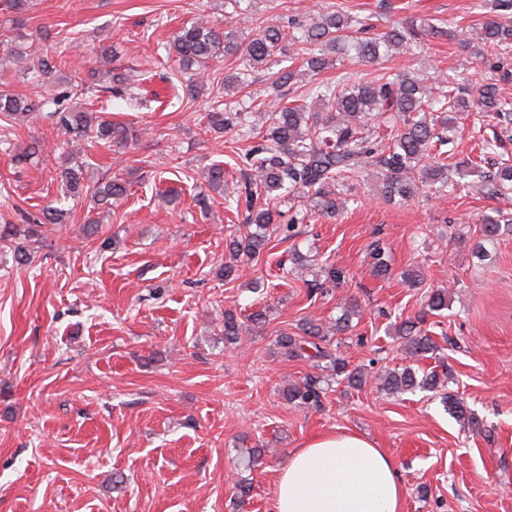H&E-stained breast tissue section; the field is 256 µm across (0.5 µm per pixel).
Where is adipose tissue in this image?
I'll return each mask as SVG.
<instances>
[{
  "instance_id": "ef3b65f1",
  "label": "adipose tissue",
  "mask_w": 512,
  "mask_h": 512,
  "mask_svg": "<svg viewBox=\"0 0 512 512\" xmlns=\"http://www.w3.org/2000/svg\"><path fill=\"white\" fill-rule=\"evenodd\" d=\"M404 487L393 460L355 433L314 439L277 475L272 512H400Z\"/></svg>"
}]
</instances>
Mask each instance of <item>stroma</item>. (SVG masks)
<instances>
[{
  "label": "stroma",
  "mask_w": 512,
  "mask_h": 512,
  "mask_svg": "<svg viewBox=\"0 0 512 512\" xmlns=\"http://www.w3.org/2000/svg\"><path fill=\"white\" fill-rule=\"evenodd\" d=\"M337 1L240 0L228 16L224 0H27L19 11L0 0V86L31 98L74 94L108 45L146 102L93 100L139 138L86 151L88 183L117 174L129 184L90 236V199H63L55 178L67 135L41 117L0 142V225H15L14 246L32 258L20 265L12 248L0 250V512H271L291 454L338 432L364 435L393 459L401 512H512V236L486 243L485 260L472 252L483 215L512 218V193L489 197L465 179L448 193L389 203L372 172L336 217L296 225L289 239L273 234L233 281L219 274L226 239L246 231L245 210L226 209L224 198L239 191L247 144L231 131H206L204 116L224 99V76L238 60L213 62L207 85L191 96L164 46L202 13L222 19L243 45L254 18L305 19ZM341 1L379 32L395 21L446 28L447 36L384 64L432 78L453 70L463 82L474 58L457 31L512 18L496 0ZM32 45L57 61L53 79L14 71L10 50ZM449 137L460 160L478 158L494 137L512 154V127L471 114L458 115ZM35 139L51 152L15 163ZM216 163L220 193L202 176ZM204 194L205 210L196 203ZM56 201L64 223L31 224ZM376 240L388 251L384 277L366 258ZM324 262L343 279L310 288ZM409 270L420 271V286L403 282ZM444 286V315H425L426 294ZM264 305L267 323L225 344V310L247 315ZM350 305L355 328L333 336V347L364 371V384L333 382L321 409L294 407L284 388L319 369L281 355L280 334L306 319L332 326ZM405 319L421 320L438 347L421 368L463 398L477 427L445 411L437 393L380 390L379 376L407 363L393 335ZM256 446L263 462L251 468L247 452ZM242 483L251 490L236 507Z\"/></svg>",
  "instance_id": "obj_1"
}]
</instances>
